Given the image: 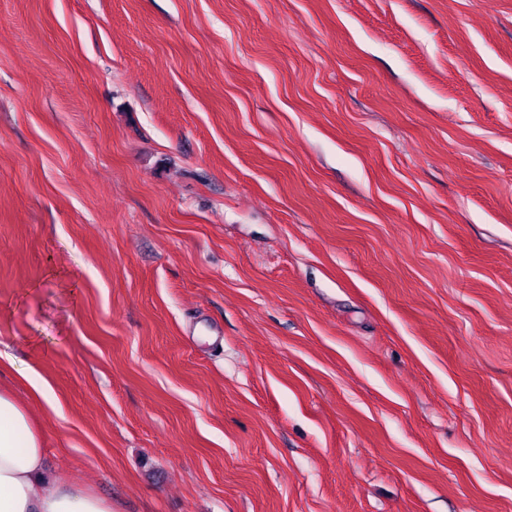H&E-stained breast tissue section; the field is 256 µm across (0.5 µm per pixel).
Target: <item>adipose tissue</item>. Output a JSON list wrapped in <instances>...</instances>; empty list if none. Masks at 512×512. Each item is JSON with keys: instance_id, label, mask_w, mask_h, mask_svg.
<instances>
[{"instance_id": "ef3b65f1", "label": "adipose tissue", "mask_w": 512, "mask_h": 512, "mask_svg": "<svg viewBox=\"0 0 512 512\" xmlns=\"http://www.w3.org/2000/svg\"><path fill=\"white\" fill-rule=\"evenodd\" d=\"M45 450L25 408L0 393V512H112L85 487L46 479Z\"/></svg>"}]
</instances>
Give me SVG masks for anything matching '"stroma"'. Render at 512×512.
<instances>
[{
  "mask_svg": "<svg viewBox=\"0 0 512 512\" xmlns=\"http://www.w3.org/2000/svg\"><path fill=\"white\" fill-rule=\"evenodd\" d=\"M0 391L112 512H512V0H0Z\"/></svg>",
  "mask_w": 512,
  "mask_h": 512,
  "instance_id": "obj_1",
  "label": "stroma"
}]
</instances>
